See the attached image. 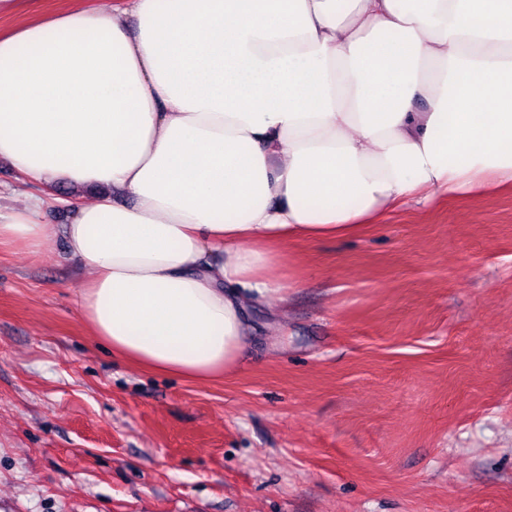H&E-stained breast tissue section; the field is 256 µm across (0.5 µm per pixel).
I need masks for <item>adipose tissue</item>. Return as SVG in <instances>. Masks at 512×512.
I'll use <instances>...</instances> for the list:
<instances>
[{
    "mask_svg": "<svg viewBox=\"0 0 512 512\" xmlns=\"http://www.w3.org/2000/svg\"><path fill=\"white\" fill-rule=\"evenodd\" d=\"M0 161L76 190L82 318L154 373L208 381L294 238L512 187V0H0ZM44 197L0 213L39 254Z\"/></svg>",
    "mask_w": 512,
    "mask_h": 512,
    "instance_id": "1",
    "label": "adipose tissue"
}]
</instances>
